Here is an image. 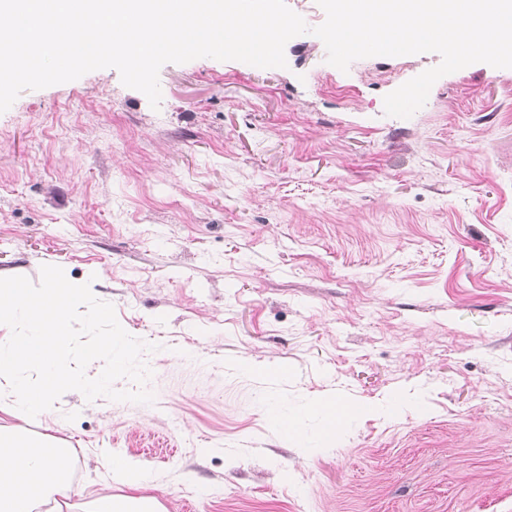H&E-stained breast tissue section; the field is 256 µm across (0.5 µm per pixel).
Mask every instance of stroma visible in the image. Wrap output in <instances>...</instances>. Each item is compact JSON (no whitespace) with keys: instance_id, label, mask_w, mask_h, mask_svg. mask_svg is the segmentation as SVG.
Returning a JSON list of instances; mask_svg holds the SVG:
<instances>
[{"instance_id":"35a3bbf8","label":"stroma","mask_w":512,"mask_h":512,"mask_svg":"<svg viewBox=\"0 0 512 512\" xmlns=\"http://www.w3.org/2000/svg\"><path fill=\"white\" fill-rule=\"evenodd\" d=\"M285 58L164 64L157 110L105 68L0 113V272L94 280L158 346L152 403L72 390L28 432L71 448L69 512L129 495L117 449L163 512H512V69L401 119L438 54ZM328 396L371 411L324 439Z\"/></svg>"}]
</instances>
